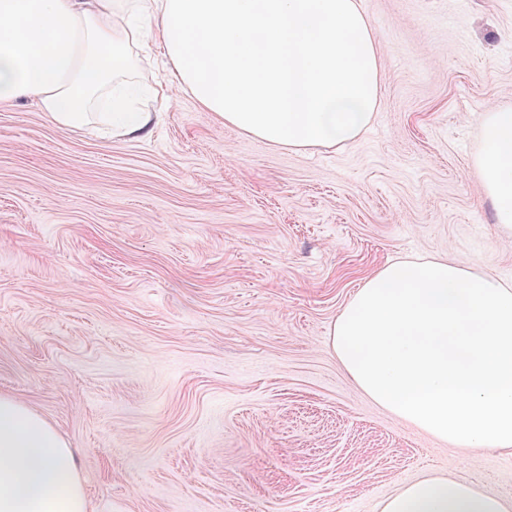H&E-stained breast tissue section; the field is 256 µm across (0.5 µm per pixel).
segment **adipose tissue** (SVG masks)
<instances>
[{
    "mask_svg": "<svg viewBox=\"0 0 512 512\" xmlns=\"http://www.w3.org/2000/svg\"><path fill=\"white\" fill-rule=\"evenodd\" d=\"M172 66L162 94L189 90L224 122L272 144L340 146L370 123L379 50L357 0H0V105L34 100L59 127L100 104L113 136H146L134 106L145 35ZM474 166L496 223L512 229V110L482 121ZM0 512H90L75 454L54 427L0 395ZM382 512H512V500L448 476H423Z\"/></svg>",
    "mask_w": 512,
    "mask_h": 512,
    "instance_id": "adipose-tissue-1",
    "label": "adipose tissue"
}]
</instances>
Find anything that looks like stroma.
Here are the masks:
<instances>
[{
	"label": "stroma",
	"instance_id": "stroma-1",
	"mask_svg": "<svg viewBox=\"0 0 512 512\" xmlns=\"http://www.w3.org/2000/svg\"><path fill=\"white\" fill-rule=\"evenodd\" d=\"M380 97L351 143L292 150L188 93L150 134L0 108V394L74 448L92 512H380L430 473L512 499V454L373 402L332 324L389 263L512 284L473 165L512 108V0H359Z\"/></svg>",
	"mask_w": 512,
	"mask_h": 512
}]
</instances>
